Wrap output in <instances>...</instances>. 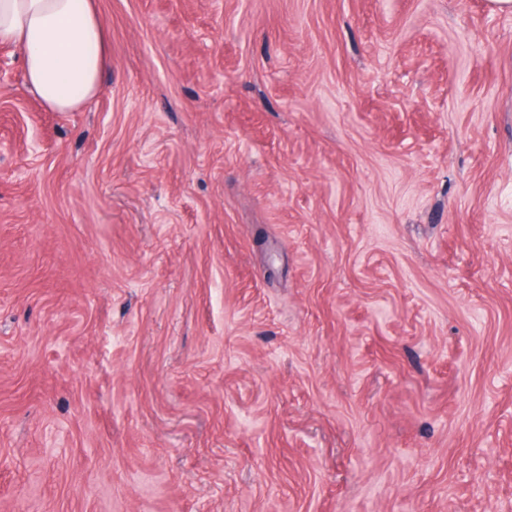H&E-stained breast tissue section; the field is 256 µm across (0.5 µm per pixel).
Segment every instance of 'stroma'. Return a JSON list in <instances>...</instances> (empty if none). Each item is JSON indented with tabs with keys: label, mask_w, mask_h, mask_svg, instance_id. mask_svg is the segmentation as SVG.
<instances>
[{
	"label": "stroma",
	"mask_w": 512,
	"mask_h": 512,
	"mask_svg": "<svg viewBox=\"0 0 512 512\" xmlns=\"http://www.w3.org/2000/svg\"><path fill=\"white\" fill-rule=\"evenodd\" d=\"M0 44V512H512V12L97 0ZM0 42L21 48L26 84L49 109L72 112L98 94L108 50L96 0H0Z\"/></svg>",
	"instance_id": "obj_1"
}]
</instances>
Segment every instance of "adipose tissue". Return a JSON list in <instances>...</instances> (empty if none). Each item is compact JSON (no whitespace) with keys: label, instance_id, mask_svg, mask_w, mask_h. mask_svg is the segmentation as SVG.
Here are the masks:
<instances>
[{"label":"adipose tissue","instance_id":"ef3b65f1","mask_svg":"<svg viewBox=\"0 0 512 512\" xmlns=\"http://www.w3.org/2000/svg\"><path fill=\"white\" fill-rule=\"evenodd\" d=\"M0 42L21 48L26 84L49 109L72 112L98 94L108 50L97 0H0Z\"/></svg>","mask_w":512,"mask_h":512}]
</instances>
